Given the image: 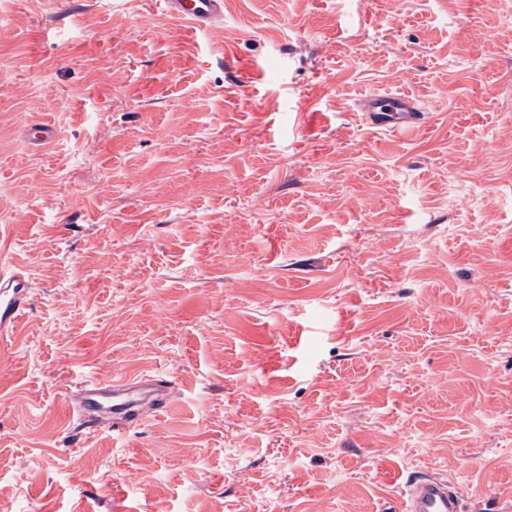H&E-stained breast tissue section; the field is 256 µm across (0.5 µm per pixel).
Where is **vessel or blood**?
I'll list each match as a JSON object with an SVG mask.
<instances>
[{"mask_svg":"<svg viewBox=\"0 0 512 512\" xmlns=\"http://www.w3.org/2000/svg\"><path fill=\"white\" fill-rule=\"evenodd\" d=\"M161 6L165 15L197 29H208L224 20V0H161ZM358 109L372 127L385 131L412 134L426 123L424 108L404 95L369 94L360 99ZM30 288L24 274L0 266V357L18 334L30 306ZM172 388L170 381L153 375L89 378L70 392L65 405L69 418L121 435L169 404ZM464 498L458 486L427 466L406 477L400 512H464Z\"/></svg>","mask_w":512,"mask_h":512,"instance_id":"1","label":"vessel or blood"}]
</instances>
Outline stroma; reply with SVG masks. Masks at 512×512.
Listing matches in <instances>:
<instances>
[{"label":"stroma","instance_id":"stroma-1","mask_svg":"<svg viewBox=\"0 0 512 512\" xmlns=\"http://www.w3.org/2000/svg\"><path fill=\"white\" fill-rule=\"evenodd\" d=\"M1 256L0 512H398L427 464L512 512V0H0ZM146 371L167 411L69 423ZM162 11L196 29L212 28L224 21V0H162ZM358 111L365 112L369 124L385 131L415 133L426 124L425 112L418 101L392 93H373L359 100ZM31 283L20 272H5L0 265V357L1 362L17 336L26 310L30 306ZM173 384L155 375L89 378L71 391L65 405L69 418L88 427H108L122 435L171 402Z\"/></svg>","mask_w":512,"mask_h":512}]
</instances>
